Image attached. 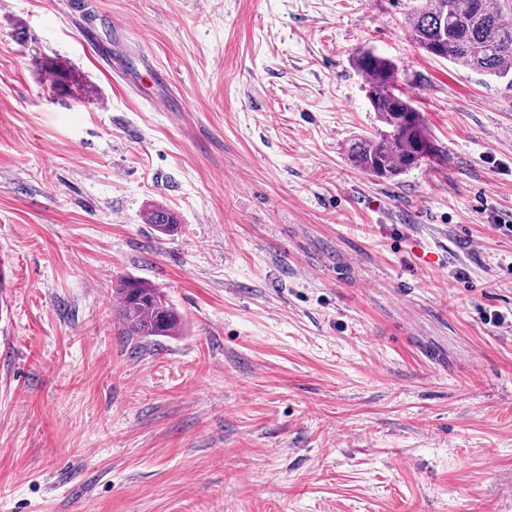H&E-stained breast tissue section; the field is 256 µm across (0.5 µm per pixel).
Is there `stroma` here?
<instances>
[{"instance_id":"35a3bbf8","label":"stroma","mask_w":512,"mask_h":512,"mask_svg":"<svg viewBox=\"0 0 512 512\" xmlns=\"http://www.w3.org/2000/svg\"><path fill=\"white\" fill-rule=\"evenodd\" d=\"M417 3L0 0V512H512V87ZM367 49L435 146L394 181ZM127 275L181 335L124 344ZM146 224H151L154 230L162 236L174 235L180 224H177L174 212L163 207H157L149 210L146 215Z\"/></svg>"}]
</instances>
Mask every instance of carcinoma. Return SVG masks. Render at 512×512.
I'll return each instance as SVG.
<instances>
[{
  "mask_svg": "<svg viewBox=\"0 0 512 512\" xmlns=\"http://www.w3.org/2000/svg\"><path fill=\"white\" fill-rule=\"evenodd\" d=\"M409 36L424 54L479 72L512 87V0H422L406 20ZM353 64L366 78L367 95L379 127L355 140L348 160L358 170L394 180L434 155L420 113L396 87L395 69L370 51L355 54ZM146 223L162 236L178 229L174 212L157 207ZM119 335L133 347L178 334L182 321L162 291L131 276L117 280Z\"/></svg>",
  "mask_w": 512,
  "mask_h": 512,
  "instance_id": "carcinoma-1",
  "label": "carcinoma"
}]
</instances>
